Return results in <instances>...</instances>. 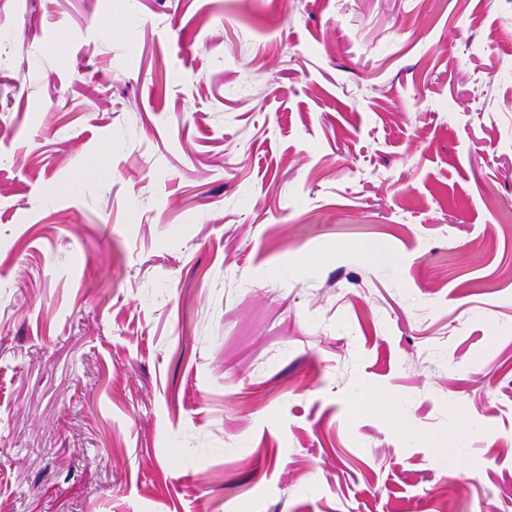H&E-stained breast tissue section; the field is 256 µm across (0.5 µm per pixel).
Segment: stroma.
Listing matches in <instances>:
<instances>
[{"mask_svg":"<svg viewBox=\"0 0 512 512\" xmlns=\"http://www.w3.org/2000/svg\"><path fill=\"white\" fill-rule=\"evenodd\" d=\"M507 207L512 0H0V512H512Z\"/></svg>","mask_w":512,"mask_h":512,"instance_id":"obj_1","label":"stroma"}]
</instances>
